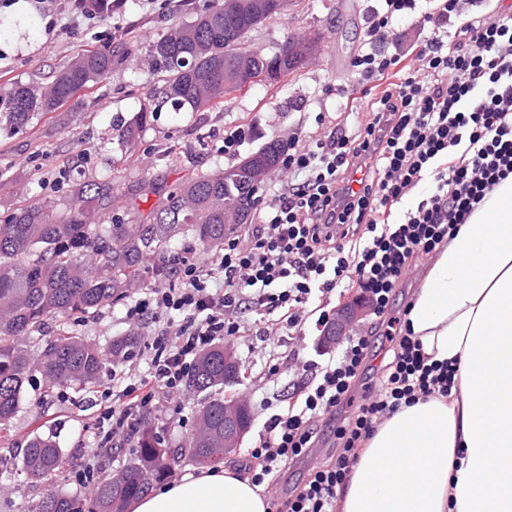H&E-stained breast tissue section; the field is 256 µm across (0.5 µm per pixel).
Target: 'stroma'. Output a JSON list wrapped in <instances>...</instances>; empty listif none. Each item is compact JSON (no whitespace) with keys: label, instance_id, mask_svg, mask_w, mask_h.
<instances>
[{"label":"stroma","instance_id":"obj_1","mask_svg":"<svg viewBox=\"0 0 512 512\" xmlns=\"http://www.w3.org/2000/svg\"><path fill=\"white\" fill-rule=\"evenodd\" d=\"M209 0H134L133 7L114 10L110 22L75 10L71 0H0V85L15 80L44 81L82 50L104 47L120 39L144 43L168 26L173 17H191ZM376 0H290L285 14L261 24L247 38L248 47L273 55L297 30L317 34L316 50L298 71L278 84H256L227 96L223 106L206 111L174 110L157 103L146 130L133 143L119 146L115 118H131L154 94L144 72L134 63L111 75L68 105L23 132L0 134V219L17 207L43 198L64 204L71 181L112 178L125 186L149 177L170 187L197 171L229 168L234 158L222 151L224 139L239 135L240 155L276 139L287 143L292 133L318 138L316 117L335 112L336 87L349 82L350 62L362 46L366 20ZM126 302L79 318L77 332L108 346L130 333ZM321 333L317 313H310L302 337L277 336L261 342L240 336L232 342L250 375L232 392L248 402L252 426L225 463L237 467L247 450L259 443L268 418L261 400L279 403L289 391V374L270 376L272 366L291 353L317 359ZM106 404L100 392L60 387L44 396L34 378L13 422L16 442L30 434L54 433L68 456L69 471L91 456L94 424ZM197 396L187 393L180 408H163L150 417L154 429L177 446L192 430ZM37 488L21 475V458L0 465V512H27Z\"/></svg>","mask_w":512,"mask_h":512}]
</instances>
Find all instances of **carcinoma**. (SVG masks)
<instances>
[{
	"instance_id": "cac0c4a2",
	"label": "carcinoma",
	"mask_w": 512,
	"mask_h": 512,
	"mask_svg": "<svg viewBox=\"0 0 512 512\" xmlns=\"http://www.w3.org/2000/svg\"><path fill=\"white\" fill-rule=\"evenodd\" d=\"M77 8L105 20L112 9L105 0H74ZM263 0H215L203 13L171 22L145 44L119 40L104 49H88L60 68L47 83L13 82L0 91V131L15 134L62 108L78 93L138 55L146 74L162 78L161 94L176 107L205 112L224 97L247 87L236 80V68L248 49L245 41L256 26L281 16L261 10ZM315 42L306 34L287 38L273 56L250 58L252 77L277 69L288 75L302 66ZM153 110L143 105L123 122L119 137L135 141L150 123ZM252 154L258 165L242 162L222 170L198 171L162 192L141 180L124 189L127 208L154 193L159 201L137 223L100 220L112 209L119 187L110 180L77 184L70 190L67 213L41 199L18 207L0 222V440L13 449L11 420L19 412L32 373H41L50 392L59 386L86 388L97 383L108 360L136 346L133 334L112 341L104 351L71 327L72 315L94 314L125 300L146 282L145 261L168 252L174 239L191 237L203 249L224 245L240 224L251 222L254 197L264 178L280 164L281 144L271 140ZM59 321L57 333L43 336L46 321ZM202 396L196 423L175 449L156 446L155 432L142 426L137 448L117 473L100 477L89 500L58 488L66 456L55 441L34 435L24 441L21 472L28 483L44 486L29 512H126L182 463L224 462V345L199 355L188 381Z\"/></svg>"
}]
</instances>
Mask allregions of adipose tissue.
<instances>
[{
  "label": "adipose tissue",
  "instance_id": "adipose-tissue-1",
  "mask_svg": "<svg viewBox=\"0 0 512 512\" xmlns=\"http://www.w3.org/2000/svg\"><path fill=\"white\" fill-rule=\"evenodd\" d=\"M450 399L402 407L362 448L339 512H512V175L430 263L407 314ZM131 512H267L231 468L194 471Z\"/></svg>",
  "mask_w": 512,
  "mask_h": 512
}]
</instances>
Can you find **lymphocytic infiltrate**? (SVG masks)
<instances>
[{"label": "lymphocytic infiltrate", "instance_id": "lymphocytic-infiltrate-1", "mask_svg": "<svg viewBox=\"0 0 512 512\" xmlns=\"http://www.w3.org/2000/svg\"><path fill=\"white\" fill-rule=\"evenodd\" d=\"M351 60L353 84L336 87L348 126L329 125L282 155L289 179L254 224L223 246L168 255L164 280L126 310L128 322H173L154 335L145 375L127 378L97 418L98 445L134 438L146 415L174 404L188 388L199 354L228 336H303L315 293L365 294L392 356L374 368L366 335L342 352L302 364L287 406L270 413L258 446L239 473L272 489L287 464L309 456L324 430L336 458L307 483L270 498V512H336V496L360 448L401 407L450 397L453 372L428 362L391 301L407 274L456 235L501 180L512 175V15L477 10V0H380ZM401 22L428 34L410 63L385 54ZM364 171L359 192L347 190ZM428 193L399 224L394 209L423 181ZM361 401H353L355 385Z\"/></svg>", "mask_w": 512, "mask_h": 512}]
</instances>
